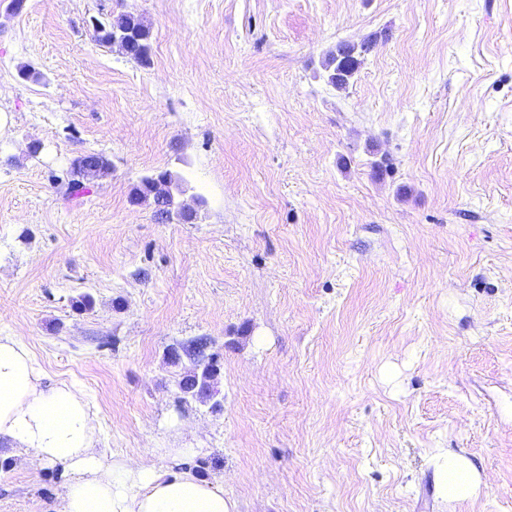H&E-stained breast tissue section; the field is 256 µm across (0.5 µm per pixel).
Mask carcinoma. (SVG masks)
Here are the masks:
<instances>
[{
	"mask_svg": "<svg viewBox=\"0 0 512 512\" xmlns=\"http://www.w3.org/2000/svg\"><path fill=\"white\" fill-rule=\"evenodd\" d=\"M94 41L103 45H116L129 59L140 65L150 63V27L143 19L129 11L112 14L105 22L93 23ZM374 41L368 39L359 47L343 42L336 44V50L329 52L322 61L328 84L341 89L350 83L358 72L360 57L370 51ZM102 179L112 172L110 160L100 153L79 154L71 159L66 177L67 191L78 195L86 189L82 179L86 173ZM182 192V179L169 170L158 171L141 177L132 188L130 201L134 204H148L154 209V216L162 221L177 220L190 223L197 219L195 212H185L176 206L175 195ZM201 384V379L189 373L177 381L182 398H192Z\"/></svg>",
	"mask_w": 512,
	"mask_h": 512,
	"instance_id": "1",
	"label": "carcinoma"
}]
</instances>
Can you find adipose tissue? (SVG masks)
<instances>
[{"mask_svg":"<svg viewBox=\"0 0 512 512\" xmlns=\"http://www.w3.org/2000/svg\"><path fill=\"white\" fill-rule=\"evenodd\" d=\"M97 429L81 391L45 384L24 337L0 336V437L30 449L32 466L61 464L70 471L55 512H233L223 488L191 470L107 458L96 446ZM435 473L448 503L482 490L480 473L464 454L440 451Z\"/></svg>","mask_w":512,"mask_h":512,"instance_id":"adipose-tissue-1","label":"adipose tissue"}]
</instances>
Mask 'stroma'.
Returning a JSON list of instances; mask_svg holds the SVG:
<instances>
[{"label": "stroma", "mask_w": 512, "mask_h": 512, "mask_svg": "<svg viewBox=\"0 0 512 512\" xmlns=\"http://www.w3.org/2000/svg\"><path fill=\"white\" fill-rule=\"evenodd\" d=\"M119 10L148 65L93 40ZM368 38L329 86L326 53ZM0 114V334L82 392L104 453L233 512H512V0H0ZM80 152L112 173L71 199ZM160 170L195 223L131 203ZM198 337L214 404L167 359ZM438 448L476 499L442 497ZM28 457L0 442V512L66 491ZM373 44L372 39L364 41L357 48L346 45L345 42L337 43L336 50L329 52L321 64L328 84L337 89L345 88L358 72L360 57L368 53ZM439 489L451 505L477 498L483 486L479 471L464 454L443 450L435 456Z\"/></svg>", "instance_id": "stroma-1"}]
</instances>
